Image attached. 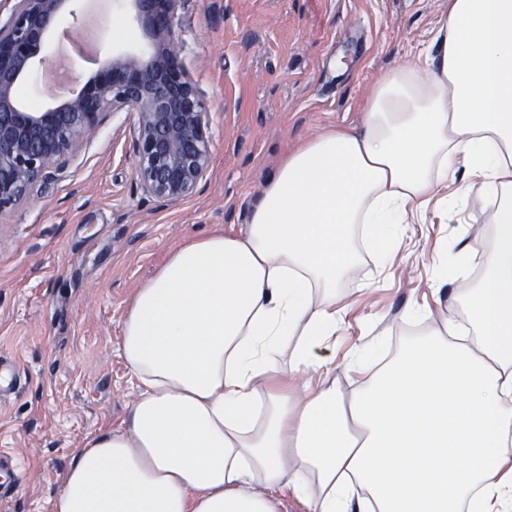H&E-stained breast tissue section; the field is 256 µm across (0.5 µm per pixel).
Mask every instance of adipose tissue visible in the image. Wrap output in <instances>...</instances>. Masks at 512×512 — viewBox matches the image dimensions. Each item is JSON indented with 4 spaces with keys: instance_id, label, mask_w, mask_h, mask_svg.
<instances>
[{
    "instance_id": "ef3b65f1",
    "label": "adipose tissue",
    "mask_w": 512,
    "mask_h": 512,
    "mask_svg": "<svg viewBox=\"0 0 512 512\" xmlns=\"http://www.w3.org/2000/svg\"><path fill=\"white\" fill-rule=\"evenodd\" d=\"M442 31L430 77L384 75L358 128L288 152L240 231L169 251L122 323L139 396L72 456L53 512H277L288 493L308 512H512V0H448ZM461 164L493 200L460 252L485 266L454 296L467 334L414 306L351 395L282 384L335 371L357 236L394 253Z\"/></svg>"
}]
</instances>
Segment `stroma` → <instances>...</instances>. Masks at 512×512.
<instances>
[{"label": "stroma", "mask_w": 512, "mask_h": 512, "mask_svg": "<svg viewBox=\"0 0 512 512\" xmlns=\"http://www.w3.org/2000/svg\"><path fill=\"white\" fill-rule=\"evenodd\" d=\"M447 12L448 0H183L175 26L207 103L212 152L197 192L176 204L143 193L136 115L125 111L107 116L50 184L0 214V355L23 374L0 401V452L19 468L0 512H52L85 438L121 426L138 396L119 350L123 318L167 252L241 226L287 149L357 127L382 76L436 54ZM469 181L458 168L456 196L430 207L390 263L362 262L341 282L330 379L342 392L369 377L346 365L351 348L374 341L378 355L395 353L408 308L458 316L453 293L482 277L474 266L432 296L435 264L455 265L463 244L490 233V202L463 194Z\"/></svg>", "instance_id": "stroma-1"}]
</instances>
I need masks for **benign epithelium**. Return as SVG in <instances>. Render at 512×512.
<instances>
[{"instance_id":"obj_1","label":"benign epithelium","mask_w":512,"mask_h":512,"mask_svg":"<svg viewBox=\"0 0 512 512\" xmlns=\"http://www.w3.org/2000/svg\"><path fill=\"white\" fill-rule=\"evenodd\" d=\"M147 39L142 52L106 53L95 75L72 78V93L50 107L22 105L15 89L52 65L53 21L76 0H12L0 20V214L28 200L60 171L111 113L137 115L134 170L163 203L192 196L211 164L205 99L180 56L174 27L181 0H116Z\"/></svg>"}]
</instances>
